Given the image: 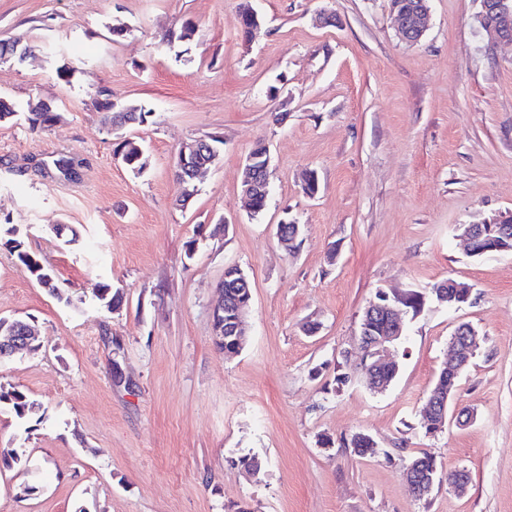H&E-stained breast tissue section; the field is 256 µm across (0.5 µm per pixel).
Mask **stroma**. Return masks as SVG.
<instances>
[{
  "label": "stroma",
  "mask_w": 512,
  "mask_h": 512,
  "mask_svg": "<svg viewBox=\"0 0 512 512\" xmlns=\"http://www.w3.org/2000/svg\"><path fill=\"white\" fill-rule=\"evenodd\" d=\"M240 2L0 0V40L40 47L0 60V97L18 110L0 121V318L42 344L0 365V385L40 407L25 423L0 412V445L24 458L0 468V512H512V255L472 257L461 239L512 212V47L487 49L479 0H430L415 45L390 0H251L263 25L248 42ZM186 23L192 36L167 43ZM100 88L152 110L130 130L143 174L117 159L91 105ZM38 102L57 119L34 132ZM210 134L220 158L176 205L177 151ZM259 143L270 195L254 217L240 172ZM62 155L75 177L54 167ZM286 217L301 229L291 252L276 236ZM11 226L59 296L5 245ZM230 265L252 300L249 340L227 355L211 309ZM449 279L471 288L461 307L429 296ZM104 285L122 293L116 309ZM381 289L428 298L405 317L396 379L373 393L358 334ZM462 323L482 336L456 397L474 419L429 434L422 408ZM358 432L374 453L351 448ZM423 452L438 478L420 499L404 465ZM458 469L463 494L448 484Z\"/></svg>",
  "instance_id": "obj_1"
}]
</instances>
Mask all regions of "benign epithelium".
<instances>
[{
	"mask_svg": "<svg viewBox=\"0 0 512 512\" xmlns=\"http://www.w3.org/2000/svg\"><path fill=\"white\" fill-rule=\"evenodd\" d=\"M397 20V34L401 41L416 44L423 38L430 15L429 0H414L406 5H391ZM478 28L490 36L487 48L495 49L499 45H512V0H480V11L476 16ZM199 151L195 144H183L176 155L177 168L193 178L205 170L198 165ZM268 151L260 146L254 147L245 158L242 167L241 193L246 205H251L256 191H268V180H258V174L269 169ZM461 237L465 241L467 252L471 256L494 257L512 254V214L497 216L479 224L460 225ZM439 296V302L450 306H461L471 296V288L452 279L433 289ZM251 297L238 304L237 309L225 310L224 288H219V299L212 309L214 344L224 352V335L242 336L246 332L245 314ZM406 298L400 296L392 302L389 296L384 301L372 300L364 308L359 333V349L363 360H373L370 374L365 377V387L372 392H381L385 381L376 376L387 370L397 368L393 358V344L403 333V314ZM30 332L22 330L21 334L4 337L0 345V358L9 359L16 354L29 350ZM452 351L451 363H443L439 382L428 396L424 418L426 427L435 433L445 428L451 419H472L471 411L450 410L453 404L457 382L463 371L469 366L478 345V333L468 324L455 328L450 338Z\"/></svg>",
	"mask_w": 512,
	"mask_h": 512,
	"instance_id": "7a95c632",
	"label": "benign epithelium"
}]
</instances>
